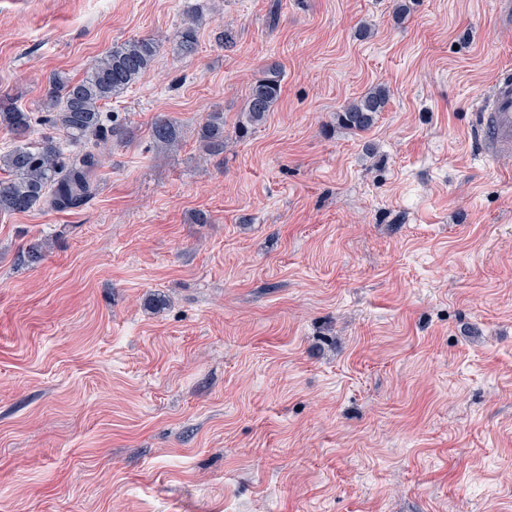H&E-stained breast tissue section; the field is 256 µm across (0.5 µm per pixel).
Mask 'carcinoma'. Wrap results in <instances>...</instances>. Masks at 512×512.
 Masks as SVG:
<instances>
[{
  "mask_svg": "<svg viewBox=\"0 0 512 512\" xmlns=\"http://www.w3.org/2000/svg\"><path fill=\"white\" fill-rule=\"evenodd\" d=\"M179 54L191 56L198 47V22L188 15L175 34ZM159 49L150 37L117 43L98 57L85 75L72 81L56 74L52 78L43 107L47 121L60 130L66 143L80 145L103 132L101 108L120 97L152 67ZM283 74L276 64L268 66L249 87L243 128L261 124L278 102ZM388 91L375 86L342 107L337 118L347 130L364 133L388 103ZM31 115L16 106L9 96H0V129L21 139L31 129ZM155 141L170 148L178 146L177 124L165 116L152 127ZM200 143L209 155L224 152V113L207 114L199 129ZM100 143L71 157L64 156L61 143L48 136L41 147L32 150L17 145L0 155V212L25 213L39 205L58 211L84 206L94 194L93 175L101 164Z\"/></svg>",
  "mask_w": 512,
  "mask_h": 512,
  "instance_id": "carcinoma-1",
  "label": "carcinoma"
}]
</instances>
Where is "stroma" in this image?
Wrapping results in <instances>:
<instances>
[{
  "instance_id": "obj_1",
  "label": "stroma",
  "mask_w": 512,
  "mask_h": 512,
  "mask_svg": "<svg viewBox=\"0 0 512 512\" xmlns=\"http://www.w3.org/2000/svg\"><path fill=\"white\" fill-rule=\"evenodd\" d=\"M496 4L0 0L33 147L53 73L159 41L103 107L127 134L91 200L0 213V512H512V167L472 110L512 67ZM273 62L281 98L239 136ZM377 84L371 130L341 127ZM176 47L182 56L195 54L198 47V22L195 16L187 15L175 34ZM200 143L208 155L224 152V114L215 111L207 114L199 129ZM152 135L155 141L165 144L170 148L178 146L177 124L170 118L165 116L158 117L153 124Z\"/></svg>"
}]
</instances>
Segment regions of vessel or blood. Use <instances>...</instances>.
Segmentation results:
<instances>
[{
    "label": "vessel or blood",
    "mask_w": 512,
    "mask_h": 512,
    "mask_svg": "<svg viewBox=\"0 0 512 512\" xmlns=\"http://www.w3.org/2000/svg\"><path fill=\"white\" fill-rule=\"evenodd\" d=\"M479 137L486 154L502 160L512 157V70L506 71L495 82L490 92L481 99Z\"/></svg>",
    "instance_id": "obj_1"
}]
</instances>
